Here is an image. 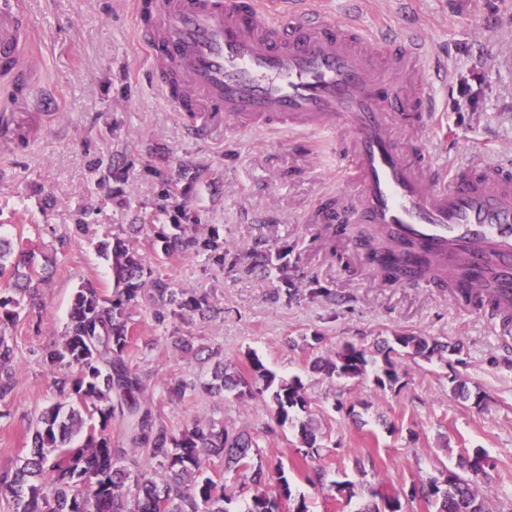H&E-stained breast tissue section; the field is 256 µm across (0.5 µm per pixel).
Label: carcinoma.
Listing matches in <instances>:
<instances>
[{"label":"carcinoma","instance_id":"obj_1","mask_svg":"<svg viewBox=\"0 0 512 512\" xmlns=\"http://www.w3.org/2000/svg\"><path fill=\"white\" fill-rule=\"evenodd\" d=\"M173 229L174 233L163 236L166 254L187 245L181 225L175 224ZM380 249L393 251L390 241L376 232L370 237L369 257L381 265L384 278L393 282L402 271L404 256L384 261L378 257ZM104 256L111 262L118 289L115 296L105 298L87 283L74 293L64 337L44 355V365L61 400L33 422L31 448L22 463L0 470V512H159L162 507L165 512H230L226 504L231 498L224 495V487L204 475L206 461L212 458L224 460L227 468L251 472L257 492L244 512H280V505L292 500L290 481L279 467L274 490L263 489L266 476L261 465L253 464L256 441L248 430L196 421L176 432L165 423L157 406L144 400L145 381L127 362L131 332L126 310L148 285L160 305L179 306L181 302L165 283L146 280L140 258L121 240L104 245ZM45 274L46 266L38 263L23 235L14 240L0 236L1 322H17L22 298L37 292ZM448 289L465 303L512 322V310H500L482 290L456 288L452 276L448 277ZM460 352L458 344L401 334L377 342L372 349L346 343L333 357L314 359L311 369L329 377L356 379L366 374L368 365L375 364L377 387L393 390L400 382L399 358L406 355L430 361ZM14 361V346L0 332L1 404L15 389ZM214 380L217 384L208 388L211 393L235 391L243 396L251 393L253 386L262 385L280 426L307 412L309 402L301 379H278L257 358L250 359L245 375L217 362ZM187 391L186 382L171 381L165 386V397L181 402ZM117 414L125 420L126 448L112 447V436L107 433ZM95 416L97 428L88 425ZM319 430L310 419L299 422L301 447L291 461L293 474L326 488L329 496L350 495L351 482L326 486L321 472H309V459L320 448ZM83 431L86 439L71 445ZM137 455L147 460L146 466L139 465ZM485 465V455L477 450L459 456L457 468L444 465L428 483L420 484L421 498L434 512H487L478 489ZM371 497L357 512H402L399 491H374ZM294 504L292 512H309L305 497Z\"/></svg>","mask_w":512,"mask_h":512}]
</instances>
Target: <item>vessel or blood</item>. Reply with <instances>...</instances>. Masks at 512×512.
I'll return each instance as SVG.
<instances>
[{
	"instance_id": "b4317fda",
	"label": "vessel or blood",
	"mask_w": 512,
	"mask_h": 512,
	"mask_svg": "<svg viewBox=\"0 0 512 512\" xmlns=\"http://www.w3.org/2000/svg\"><path fill=\"white\" fill-rule=\"evenodd\" d=\"M133 5L155 82L175 111L192 114L194 140H207L218 124L285 134L347 130L340 166L359 191L319 204L315 223L352 212L413 244L439 277L466 271V287L512 308V162L447 170L398 135L437 128L429 93L397 90L427 61L424 38L400 28L369 32L311 0ZM29 30L19 0H0V68L20 67Z\"/></svg>"
}]
</instances>
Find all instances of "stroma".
I'll return each instance as SVG.
<instances>
[{
  "label": "stroma",
  "instance_id": "obj_1",
  "mask_svg": "<svg viewBox=\"0 0 512 512\" xmlns=\"http://www.w3.org/2000/svg\"><path fill=\"white\" fill-rule=\"evenodd\" d=\"M22 3L34 21L29 51L41 61L31 95L54 94L58 105L27 112L23 145H0V235L24 234L52 268L5 328L16 388L0 418V469L25 456L31 423L57 398L43 355L62 340L74 292L89 281L113 296L97 245L120 235L186 302L162 308L145 292L128 310V362L169 427L244 428L265 468L290 465L297 431L276 423L267 397L205 389L215 361L242 371L255 355L302 380L325 434L313 465L354 484L353 498L328 499L296 481L310 512H358L369 490L408 488L477 448L491 463L480 485L490 512H512V328L447 289L385 283L357 227L306 223L336 187L358 189L336 180L335 137L221 126L210 141L189 140L152 80L130 0ZM360 22L419 28L447 60V84L432 88L444 129L424 144L433 162L512 154V0H364ZM130 224L143 232L126 233ZM173 224L189 244L167 257L160 233ZM393 334L457 343L462 353L446 363L401 358L397 391L379 390L370 373L338 380L310 368L343 344ZM184 339L191 351L180 350ZM172 379L188 383L183 401L165 400ZM458 380L469 398L455 392Z\"/></svg>",
  "mask_w": 512,
  "mask_h": 512
}]
</instances>
